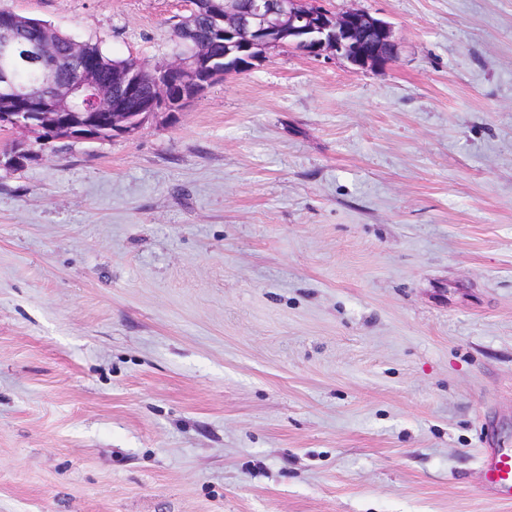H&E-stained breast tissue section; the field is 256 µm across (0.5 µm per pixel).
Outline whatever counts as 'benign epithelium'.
<instances>
[{"instance_id":"1","label":"benign epithelium","mask_w":512,"mask_h":512,"mask_svg":"<svg viewBox=\"0 0 512 512\" xmlns=\"http://www.w3.org/2000/svg\"><path fill=\"white\" fill-rule=\"evenodd\" d=\"M224 32L226 45L241 51H256L258 62L274 48L297 47L309 57L336 54L360 69L380 66L391 61L397 52L389 23L359 9L340 15L315 4L314 0H224V13L215 18ZM186 69L190 75L200 70L213 72V59L198 47ZM100 61L82 58L76 78L55 82L46 77L29 89L18 86L9 72L0 70V98L16 103L18 111L0 113V126L10 130L32 132L45 141L73 140L97 142L99 135L91 128L76 124L65 116L73 112L80 90L93 93L92 112H104L107 125L115 136H132L150 116L169 101L162 96L145 97L140 67L128 66L114 75L124 91V99H113L112 88L97 79Z\"/></svg>"}]
</instances>
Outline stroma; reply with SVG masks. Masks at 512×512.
Wrapping results in <instances>:
<instances>
[{
    "instance_id": "obj_1",
    "label": "stroma",
    "mask_w": 512,
    "mask_h": 512,
    "mask_svg": "<svg viewBox=\"0 0 512 512\" xmlns=\"http://www.w3.org/2000/svg\"><path fill=\"white\" fill-rule=\"evenodd\" d=\"M268 51L0 169V512H512V0H320ZM190 0H0L146 70ZM237 1L224 0L215 25L228 47L256 50L252 62L270 49L297 47L309 57L336 54L366 69L388 63L397 52L391 25L359 9L336 15L312 0H247L240 9ZM483 490L500 503H512V449L487 448L482 458Z\"/></svg>"
}]
</instances>
